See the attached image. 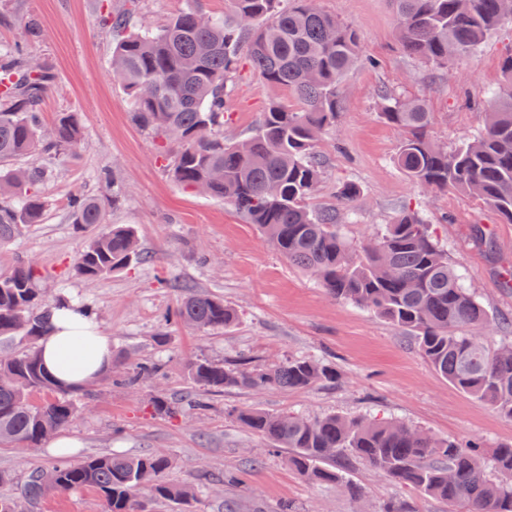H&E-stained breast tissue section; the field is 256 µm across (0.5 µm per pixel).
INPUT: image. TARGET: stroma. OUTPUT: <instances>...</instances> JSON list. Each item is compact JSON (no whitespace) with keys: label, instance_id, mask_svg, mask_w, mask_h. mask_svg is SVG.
Listing matches in <instances>:
<instances>
[{"label":"stroma","instance_id":"obj_1","mask_svg":"<svg viewBox=\"0 0 512 512\" xmlns=\"http://www.w3.org/2000/svg\"><path fill=\"white\" fill-rule=\"evenodd\" d=\"M129 0H0V43L22 39L24 24L36 20L39 39L28 51L57 76L42 103L44 126L57 113H79L83 145L58 166L44 186L42 223L0 245V276L19 261L37 265L47 298L64 296L90 307L112 338L111 369L82 389L69 391L78 409L66 427L77 446L72 461L120 452L168 457V483L188 486L192 498L178 506L153 500L149 512H224L232 500L248 512H379L390 501L408 512H448L446 503L403 489L365 462L343 463L364 493L352 501L339 487L306 481L288 465L289 451L236 424L230 413L259 407L272 414H339L397 420L436 436L490 446L512 444L505 420L438 375L413 341L374 313L330 298L308 272L288 264L254 225L234 207L175 183L160 138L140 127L122 85L111 72L112 39L97 27L99 11L126 10ZM318 7L352 25L368 64L345 79V98L335 128L317 143L324 160L310 203H334L336 187L355 183L360 194L340 207L343 235L360 243L383 232L404 210L418 212L449 259L465 267L471 286L494 318H512V289L502 268L512 267V224L460 193H427L396 166L400 131L380 114L377 91L422 99L433 114L430 137L452 147L476 138L492 105L491 90L503 81L512 57V18L476 50L433 68L406 54L395 35L390 0H317ZM287 102L284 90L261 82L243 67L228 99L224 138L245 137L272 101ZM111 170L122 195L106 212L110 224H130L146 253L124 271L88 282L72 272L85 234L71 220L75 194L106 195L101 179ZM483 227L493 245L476 241ZM190 294L222 298L236 314L227 328L201 331L165 323ZM321 359L338 378L304 390L226 389L209 395L203 412L175 419L155 412L154 396L189 397L194 387L187 367L206 357L233 366H268L291 357ZM157 362L160 378L137 385L121 379L138 362ZM52 444L19 450L0 447L1 497H15L29 471L51 468ZM248 468L239 484L224 483L226 472ZM28 512H104L94 491H52Z\"/></svg>","mask_w":512,"mask_h":512}]
</instances>
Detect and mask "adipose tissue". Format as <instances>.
Returning <instances> with one entry per match:
<instances>
[{"mask_svg": "<svg viewBox=\"0 0 512 512\" xmlns=\"http://www.w3.org/2000/svg\"><path fill=\"white\" fill-rule=\"evenodd\" d=\"M43 363L57 385L83 386L112 366V338L80 304L68 302L52 315L39 341Z\"/></svg>", "mask_w": 512, "mask_h": 512, "instance_id": "adipose-tissue-1", "label": "adipose tissue"}]
</instances>
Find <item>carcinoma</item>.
<instances>
[{"label":"carcinoma","mask_w":512,"mask_h":512,"mask_svg":"<svg viewBox=\"0 0 512 512\" xmlns=\"http://www.w3.org/2000/svg\"><path fill=\"white\" fill-rule=\"evenodd\" d=\"M229 0L221 18L205 15L200 3L163 26L127 31L130 13H107L103 21L116 36L112 74L134 105L138 123L173 149L169 168L179 185L231 203L256 225L274 249L313 274L332 298L356 304L409 334L433 368L449 383L512 421V336L495 349L482 343L488 330H512V319L494 321L464 273L432 238L429 226L412 211L398 213L384 231L354 246L340 232L334 206L315 208L322 159L317 138L336 125L348 72L361 61V39L350 26L324 13L316 0ZM398 41L404 52L441 66L475 50L512 17V0H392ZM25 42L0 44V163L41 153L30 167L0 171V245L41 222L46 200L40 186L52 164L81 148L76 112L58 113L52 137L42 139L40 105L55 83L54 71L32 61L25 44L37 39L25 27ZM247 55L266 84L281 87L290 104L273 102L250 134L224 140V95L235 83ZM505 83L492 92L493 110L484 132L453 149L427 137L433 113L426 104L405 102L384 88L381 115L402 134L395 163L417 186L454 190L494 209L512 224V58L504 63ZM110 199L75 195L71 223L85 233L106 223ZM141 260L129 224H111L91 237L73 270L95 281ZM37 267L21 262L0 277V337L21 336L22 351L0 359V445L37 448L76 417L75 404L45 369L39 339L51 326V311L63 302L45 299ZM173 319L198 329L228 327L236 312L224 300L194 295L180 301ZM156 363L141 364L126 383L158 373ZM191 382L204 391L227 388L307 389L332 383L336 371L317 359L290 357L272 367L238 370L199 358L189 363ZM42 392V401L31 395ZM154 409L170 418L184 401L160 395ZM235 420L277 448H288V463L318 485L344 488L351 498L360 488L348 481L336 459L354 457L394 483L448 503V512H512V445H462L407 424L325 415L304 418L240 408ZM49 470H31L22 497L38 503L49 490L89 489L105 512H144L140 491L156 499L180 501L183 488L164 474L162 455L113 453Z\"/></svg>","instance_id":"cac0c4a2"}]
</instances>
